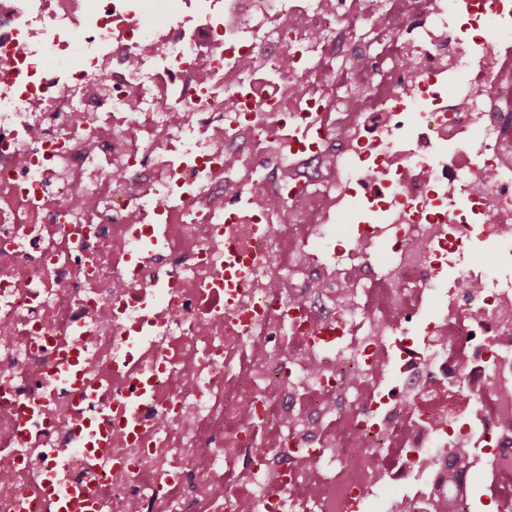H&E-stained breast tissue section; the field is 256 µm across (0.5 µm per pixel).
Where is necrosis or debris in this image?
<instances>
[{"instance_id":"4bbe7bcc","label":"necrosis or debris","mask_w":512,"mask_h":512,"mask_svg":"<svg viewBox=\"0 0 512 512\" xmlns=\"http://www.w3.org/2000/svg\"><path fill=\"white\" fill-rule=\"evenodd\" d=\"M179 4L0 0V512L511 498L512 0Z\"/></svg>"}]
</instances>
